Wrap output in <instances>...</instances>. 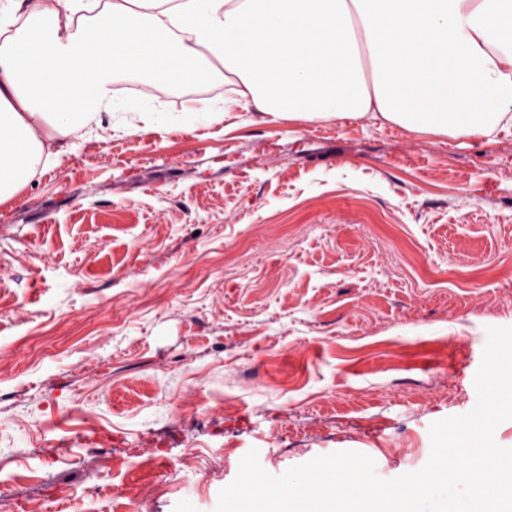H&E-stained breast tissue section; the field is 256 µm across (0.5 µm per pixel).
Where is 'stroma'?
Returning <instances> with one entry per match:
<instances>
[{
  "label": "stroma",
  "mask_w": 512,
  "mask_h": 512,
  "mask_svg": "<svg viewBox=\"0 0 512 512\" xmlns=\"http://www.w3.org/2000/svg\"><path fill=\"white\" fill-rule=\"evenodd\" d=\"M237 77L149 91L162 112ZM96 131L0 204V475L58 512H213L242 457L392 479L512 327V133L371 117ZM287 427L285 441L274 432ZM42 432L58 455H36ZM117 454L99 489L76 463Z\"/></svg>",
  "instance_id": "1"
}]
</instances>
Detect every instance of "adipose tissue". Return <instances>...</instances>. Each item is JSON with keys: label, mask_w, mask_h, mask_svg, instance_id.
I'll return each instance as SVG.
<instances>
[{"label": "adipose tissue", "mask_w": 512, "mask_h": 512, "mask_svg": "<svg viewBox=\"0 0 512 512\" xmlns=\"http://www.w3.org/2000/svg\"><path fill=\"white\" fill-rule=\"evenodd\" d=\"M220 65L238 96L200 112L113 92ZM236 107L492 137L512 128V0H0L1 204L102 125H211Z\"/></svg>", "instance_id": "1"}]
</instances>
